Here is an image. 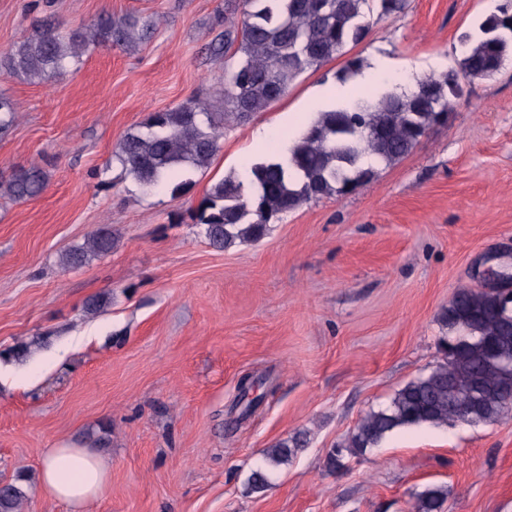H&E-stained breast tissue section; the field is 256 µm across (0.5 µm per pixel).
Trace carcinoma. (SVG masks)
<instances>
[{
    "instance_id": "1",
    "label": "carcinoma",
    "mask_w": 512,
    "mask_h": 512,
    "mask_svg": "<svg viewBox=\"0 0 512 512\" xmlns=\"http://www.w3.org/2000/svg\"><path fill=\"white\" fill-rule=\"evenodd\" d=\"M240 13L224 31L215 51L238 57L224 73L220 104L188 100L153 113L120 141L113 159L144 189L163 188L174 198L188 191L187 172L208 168L220 150L224 121L264 112L301 73L316 69L370 31L369 0H228ZM153 32V23L136 15L104 14L89 26L60 31L48 17L0 60V73L27 80L60 77L98 46L134 51ZM457 68L427 76L410 90H388L374 102L358 99L318 113L288 145L252 162L245 175L215 183L195 207L177 212L172 223L204 226L217 248L252 242L287 212L312 200L341 195L373 179V163L390 164L410 152L439 120L438 101L450 106L461 94L460 80L494 75L512 55V0H503L483 16L476 31L461 38ZM14 101L0 94V134L16 118ZM38 167L21 169L0 181V196L24 201L45 187ZM112 230L102 227L71 249L63 264L77 268L108 253ZM442 321L444 362L407 382L389 405L361 418L347 442L328 453L335 469L345 456L363 454L394 430L412 425H446L461 420L478 387L512 396V310L499 305V294L463 288ZM298 442L279 443L268 455L281 462L294 455ZM443 492L428 489L417 497L414 512H438ZM24 493L14 483L0 486V512H20Z\"/></svg>"
}]
</instances>
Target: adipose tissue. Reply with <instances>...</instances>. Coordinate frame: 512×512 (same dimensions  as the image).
<instances>
[{"label": "adipose tissue", "mask_w": 512, "mask_h": 512, "mask_svg": "<svg viewBox=\"0 0 512 512\" xmlns=\"http://www.w3.org/2000/svg\"><path fill=\"white\" fill-rule=\"evenodd\" d=\"M109 475V462L86 449L50 448L44 455L40 488L80 512L104 493Z\"/></svg>", "instance_id": "obj_1"}]
</instances>
